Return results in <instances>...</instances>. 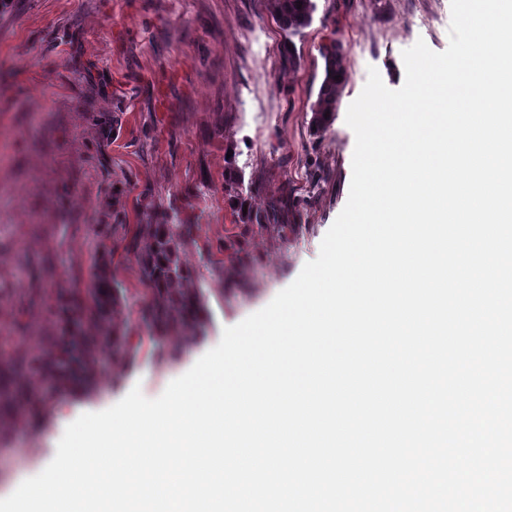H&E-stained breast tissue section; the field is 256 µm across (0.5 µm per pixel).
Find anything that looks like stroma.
I'll list each match as a JSON object with an SVG mask.
<instances>
[{"instance_id": "35a3bbf8", "label": "stroma", "mask_w": 512, "mask_h": 512, "mask_svg": "<svg viewBox=\"0 0 512 512\" xmlns=\"http://www.w3.org/2000/svg\"><path fill=\"white\" fill-rule=\"evenodd\" d=\"M298 33L274 0H0V489L50 462L71 421L125 385L163 393L314 260L345 206L369 68L405 79L403 50L444 51L450 0H314ZM341 46L345 81L313 129L321 48ZM187 224L181 255L205 326L177 356L148 330L155 301L129 243L144 224ZM122 299L113 353L88 301L102 261ZM91 337L89 382L55 387L28 361L71 332Z\"/></svg>"}]
</instances>
